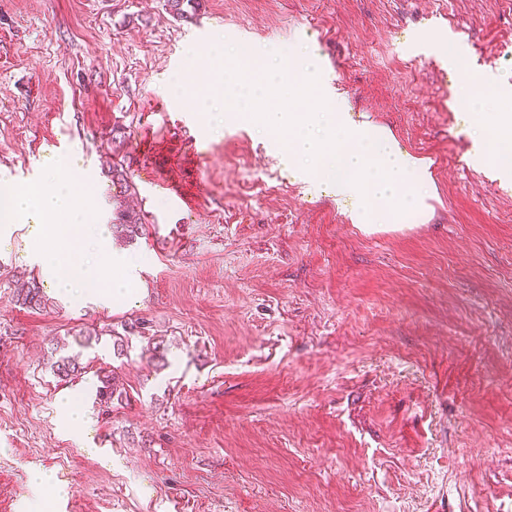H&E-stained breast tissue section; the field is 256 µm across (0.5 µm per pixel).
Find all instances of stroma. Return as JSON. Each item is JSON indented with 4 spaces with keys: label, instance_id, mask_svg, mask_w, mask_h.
Returning <instances> with one entry per match:
<instances>
[{
    "label": "stroma",
    "instance_id": "stroma-1",
    "mask_svg": "<svg viewBox=\"0 0 512 512\" xmlns=\"http://www.w3.org/2000/svg\"><path fill=\"white\" fill-rule=\"evenodd\" d=\"M227 48L313 53L321 93L417 161L425 211L352 223L271 136L209 122L186 87L218 83ZM490 74L512 86V0H203L187 21L166 0H0V179L36 181L64 132L95 223L129 205L149 226L112 243L140 266L111 309L41 278L23 227L0 239V512H512V182L472 161L488 118L453 103ZM31 280L43 309L15 301ZM136 318L165 366L137 337L114 357ZM74 353L114 368L110 411L93 374H53ZM65 395L82 437L58 428Z\"/></svg>",
    "mask_w": 512,
    "mask_h": 512
}]
</instances>
